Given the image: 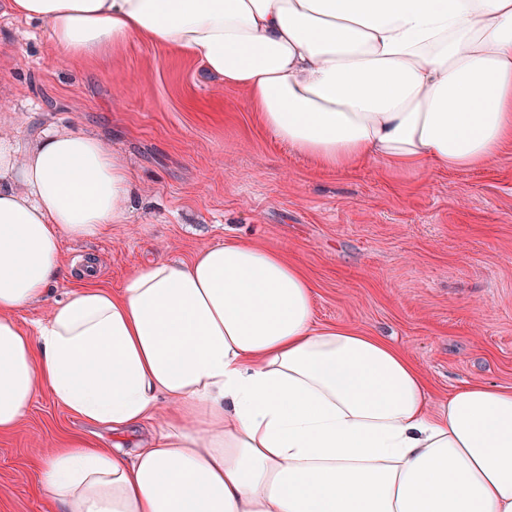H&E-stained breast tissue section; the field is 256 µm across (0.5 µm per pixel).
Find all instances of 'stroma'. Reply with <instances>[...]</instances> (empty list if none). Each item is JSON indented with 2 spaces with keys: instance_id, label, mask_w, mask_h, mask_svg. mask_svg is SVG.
<instances>
[{
  "instance_id": "obj_1",
  "label": "stroma",
  "mask_w": 512,
  "mask_h": 512,
  "mask_svg": "<svg viewBox=\"0 0 512 512\" xmlns=\"http://www.w3.org/2000/svg\"><path fill=\"white\" fill-rule=\"evenodd\" d=\"M0 126L19 145L47 128L85 131L135 177L129 223L63 240L58 298L93 261L120 291L145 259L188 261L238 238L298 263L315 317L386 338L432 397L465 384L512 387V147L467 172L415 174L366 163L318 167L261 124L244 90L211 80L170 45L136 40L59 55L45 30L0 0ZM112 433L41 391L25 422L0 433V512H48L33 483L43 453Z\"/></svg>"
}]
</instances>
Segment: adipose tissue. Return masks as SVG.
I'll use <instances>...</instances> for the list:
<instances>
[{
    "label": "adipose tissue",
    "instance_id": "adipose-tissue-1",
    "mask_svg": "<svg viewBox=\"0 0 512 512\" xmlns=\"http://www.w3.org/2000/svg\"><path fill=\"white\" fill-rule=\"evenodd\" d=\"M66 56L146 38L244 88L318 164L470 171L512 143V0H10ZM134 183L96 137L0 136V432L40 387L115 444L41 459L55 512H512V388L432 400L384 338L321 326L312 287L249 239L147 260L120 294L47 300L61 243L127 223ZM145 448L120 444L148 422Z\"/></svg>",
    "mask_w": 512,
    "mask_h": 512
}]
</instances>
